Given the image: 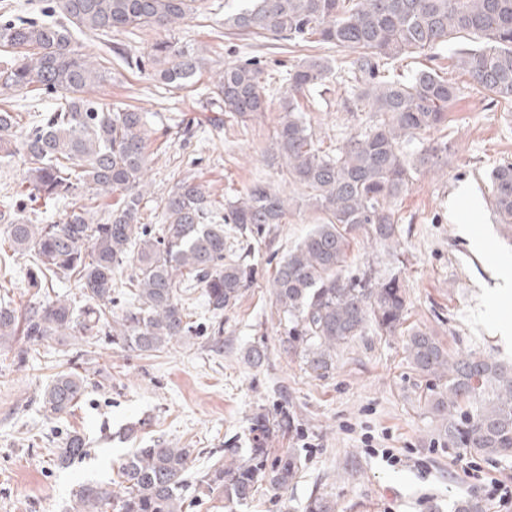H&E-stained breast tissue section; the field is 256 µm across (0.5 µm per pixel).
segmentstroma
Wrapping results in <instances>:
<instances>
[{"mask_svg": "<svg viewBox=\"0 0 512 512\" xmlns=\"http://www.w3.org/2000/svg\"><path fill=\"white\" fill-rule=\"evenodd\" d=\"M238 0H199L197 12L176 27L173 41L200 50L204 70L191 87L162 85L147 62L155 32H112L77 36L83 52L109 53L121 46L126 60H113L112 80L97 88L105 104H132L145 112L149 162L142 223L164 221L163 201L183 181L205 185L218 205L210 223L224 221L226 201L262 181L290 197L283 223L250 236L243 256L254 281L237 304L225 309L220 348L210 338L214 321L200 293L187 305L194 328L188 340L141 355L113 345L105 334L87 346L68 336L29 345L18 363V342L0 344V512H69L79 484L108 482L122 456L157 442L194 451L192 479H200L226 445H252L255 413L293 415L296 429L269 436L273 453L297 449L303 470L288 489L262 483L253 500L235 512H303L311 493L334 499L336 512H454L458 500L488 498L492 483L512 486V457L470 456L437 441L436 423L418 402L404 349L405 332L427 328L451 350H476L512 359V226L499 223L490 203L487 175L512 163V105H493L464 71L453 66L447 48L432 56L414 54L400 62L405 71L428 63L444 67L461 90L448 107V124L417 136L407 147L448 145L447 167H420L391 207L399 244L390 249L365 233H354L348 270L370 267L377 275L397 274L406 290L405 329L393 336L367 332L338 349L329 372L308 371L281 346L284 326L272 293L279 263L324 219L307 193L289 183L269 153L280 120V82L288 68L314 53L330 59L342 48L292 46L274 36L239 35L224 27ZM257 62L268 86L267 108L246 122H216L214 76L225 65ZM344 85L330 83L304 100L315 143L334 152L369 121L351 112ZM468 187L478 206L461 202ZM29 255L0 244V297L25 311L43 296L32 288ZM264 348L262 365L244 358ZM88 369L87 389L71 414L51 418L40 404L43 390L70 368ZM86 438L88 454L67 468L53 452L71 432Z\"/></svg>", "mask_w": 512, "mask_h": 512, "instance_id": "obj_1", "label": "stroma"}]
</instances>
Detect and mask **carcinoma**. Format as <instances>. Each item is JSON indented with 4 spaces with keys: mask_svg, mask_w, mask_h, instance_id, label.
Segmentation results:
<instances>
[{
    "mask_svg": "<svg viewBox=\"0 0 512 512\" xmlns=\"http://www.w3.org/2000/svg\"><path fill=\"white\" fill-rule=\"evenodd\" d=\"M59 21L20 20L0 24V90L31 89L59 99L39 124L21 135L13 112L0 108V161L24 159L26 186L3 230L15 251L34 260L32 284L55 277L73 281L86 301L82 310L60 297L46 298L18 314L0 302V343L22 336L29 342L71 336L91 345L94 331L108 325L112 343L141 354L157 352L188 338L192 324L180 292L199 288L213 318H223L249 287L252 270L224 261L225 230L208 224L213 209L205 185L183 182L164 199L165 224L157 234L140 223L147 167L145 112L110 106L93 87L111 79L112 61L89 60L75 34L122 30L168 31L182 23L197 0H52ZM224 24L246 35L270 34L293 44H329L356 53L333 61L311 55L290 66L283 81L282 116L272 138V156L288 181L309 190L325 214L288 252L272 280L286 322L284 350L301 356L313 373L331 369L336 350L362 337L368 327L391 335L405 321L406 290L400 279L370 271L344 275L350 234L364 231L387 247L398 244L391 200L407 187L417 166H448V143L407 159L416 136L448 124V105L460 95L438 69L425 67L409 77L396 63L411 54L448 46L456 66L496 102L512 104V0H246ZM478 40L455 49V40ZM154 75L168 87L188 88L203 58L160 39L150 45ZM343 75L351 90L348 109L371 112L365 129L351 135L336 153L316 146L300 100ZM219 107L232 121L265 111L263 71L253 62L229 64L214 85ZM116 193L104 224L89 221L84 192ZM491 202L502 223L512 224V163L490 175ZM72 197L70 212L55 224L24 218L27 205L44 206ZM290 198L262 182L228 203V223L239 232L260 233L281 224ZM134 266L129 304L113 311L115 275ZM405 352L425 381L419 392L438 422L439 440L471 455L512 456V363L476 351L450 353L431 332L408 333ZM85 375H56L44 390L41 408L49 417L69 413L86 391ZM291 429L288 414L259 412L252 417V447L224 449L199 480V488L224 493L227 508L247 503L266 480L286 488L299 475L301 458L291 448L271 456L265 438L273 427ZM83 435L75 432L55 449L68 467L86 456ZM192 448L157 444L139 448L118 466L117 487L84 483L72 492L70 512H185L182 489L189 479ZM304 512H336L330 497L309 498Z\"/></svg>",
    "mask_w": 512,
    "mask_h": 512,
    "instance_id": "carcinoma-1",
    "label": "carcinoma"
}]
</instances>
